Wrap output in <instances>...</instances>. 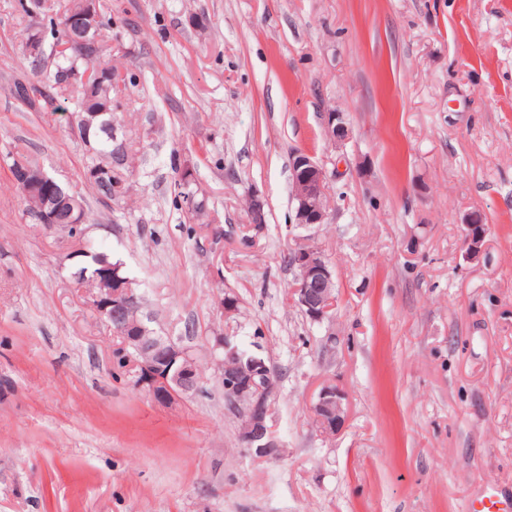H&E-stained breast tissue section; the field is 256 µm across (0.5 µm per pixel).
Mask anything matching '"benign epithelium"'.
I'll return each instance as SVG.
<instances>
[{
  "label": "benign epithelium",
  "mask_w": 512,
  "mask_h": 512,
  "mask_svg": "<svg viewBox=\"0 0 512 512\" xmlns=\"http://www.w3.org/2000/svg\"><path fill=\"white\" fill-rule=\"evenodd\" d=\"M84 3V10L71 21L76 32L75 39L65 44V47L79 54L92 41L99 21L96 0H84ZM104 116L103 112H89L82 119V129L86 133L83 143L91 152L98 150V144L88 136L94 127L107 134L110 140L117 141L114 121H105ZM322 125L329 141L338 148L343 147L350 137V128L342 112L323 113ZM291 176L294 223L300 226L327 223L328 211L324 199L328 192V177L325 168L310 154L298 151L293 155ZM44 184L51 186L52 191L44 196L43 207L52 210L70 204L57 181L44 171L33 175L26 191L35 193ZM486 234L487 225L481 222V217L470 215L464 224L467 258H480ZM292 266L296 275L289 290L291 301L314 322L330 317L336 306L335 284L332 269L322 254L314 247L299 246L293 251ZM97 301L98 312L106 318L107 324L114 325L113 333L121 341V346H131L141 355L149 354V359L134 362V366L138 367L137 388L158 402L171 401L199 391L201 376L186 347L170 337L130 333V327L125 323L126 314L140 307V297L133 289L127 286L111 288L97 297ZM210 355L217 375L224 379V401L239 417L240 437L245 447L256 460L281 455V445L269 426L276 395V381L271 366L265 359L256 357L250 361L248 373H243L238 366L237 348L224 336L215 338ZM312 411L322 431L337 432L346 418L344 394L336 385L324 384Z\"/></svg>",
  "instance_id": "benign-epithelium-1"
}]
</instances>
